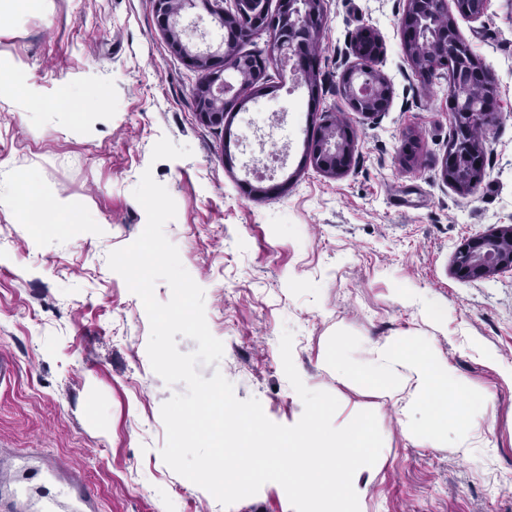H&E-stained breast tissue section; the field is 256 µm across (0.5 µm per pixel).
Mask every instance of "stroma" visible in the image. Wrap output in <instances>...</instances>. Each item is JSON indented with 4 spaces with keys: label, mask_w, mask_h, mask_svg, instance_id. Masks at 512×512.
Listing matches in <instances>:
<instances>
[{
    "label": "stroma",
    "mask_w": 512,
    "mask_h": 512,
    "mask_svg": "<svg viewBox=\"0 0 512 512\" xmlns=\"http://www.w3.org/2000/svg\"><path fill=\"white\" fill-rule=\"evenodd\" d=\"M406 0H324L317 90L268 70L264 92L213 126L194 104L199 76L160 31L154 0H48L42 13L0 21V61L27 84L78 97L76 116L33 110L23 91L0 94V355L15 373L0 384V458L17 468H55L58 487H90L99 512H293L285 490L264 484L223 507L162 459L161 407L168 386L151 368L150 324L141 299L108 266L147 216L133 191L144 170L177 205L165 234L204 290L205 316L224 354L200 366L221 372L237 398H257L273 422L291 426L303 403L280 355L294 334L304 384L334 395V426L370 410L384 447L359 484L364 512H512V270L480 280L454 275L464 240L512 225V0H488L480 18L450 8L462 38L494 75L498 112L480 143L486 171L462 193L441 160L452 137L448 80L414 72L400 21ZM366 28L382 43L375 67L391 87L388 111L353 112L341 92ZM108 91L107 106L93 94ZM283 112L291 133L280 193L253 196L241 142L258 112ZM345 116L356 151L331 176L306 157L321 114ZM191 157L152 161L160 138ZM92 221L44 238L20 223V179ZM442 309L440 324L421 303ZM430 340L471 392L475 448L429 446L376 392L338 381L326 354L336 334L371 344L404 332Z\"/></svg>",
    "instance_id": "stroma-1"
}]
</instances>
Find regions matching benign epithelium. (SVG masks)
Returning a JSON list of instances; mask_svg holds the SVG:
<instances>
[{"instance_id":"obj_1","label":"benign epithelium","mask_w":512,"mask_h":512,"mask_svg":"<svg viewBox=\"0 0 512 512\" xmlns=\"http://www.w3.org/2000/svg\"><path fill=\"white\" fill-rule=\"evenodd\" d=\"M230 5L223 7L213 4V0H155L159 26L172 47L184 55L188 66L196 70L204 89V108L198 111L206 123L224 122V109L242 100L241 89L226 80L225 73L238 71L243 65L241 55L224 50L220 55L195 53L188 50L184 40L190 26L183 24V13L202 4L220 22L233 25L240 41L247 43L260 32L267 29L266 24L253 13L245 10V0H229ZM422 0H407L402 17V31L405 49L409 50L415 41V32L408 26ZM325 26L323 0H292L287 13L272 21V41L265 55L260 60V71L269 66L280 69L290 68L298 81L311 87L315 84L320 63L311 58L308 46L291 37L294 28H307L312 39H317ZM459 32L455 25L433 34L435 59L447 69L451 57L456 54L460 43ZM357 64L348 68L341 79L344 96L350 109L363 116L371 117L387 111L391 99V90L385 77L374 68L382 52L379 38L369 29L361 32L352 46ZM479 82L483 92L480 98H473L470 85H461L450 81L448 106L459 107V112L469 117L471 123L487 131L494 122L497 111V86L492 74L481 69ZM329 123H323L325 131L318 144L309 149L312 162L321 170L332 174L344 172L350 165L355 145L352 135L345 137L328 129ZM462 163L448 168V158L441 161L444 178L457 189L467 191L473 182L465 178L469 170L484 172V159L478 145L467 142L461 144ZM507 238L512 240V226L507 225L498 230L461 243L455 253L453 267L455 273L466 279H483L507 268H512V253L504 252L500 243Z\"/></svg>"}]
</instances>
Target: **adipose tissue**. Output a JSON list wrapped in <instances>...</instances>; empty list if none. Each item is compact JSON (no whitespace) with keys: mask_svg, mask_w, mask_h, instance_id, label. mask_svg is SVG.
<instances>
[{"mask_svg":"<svg viewBox=\"0 0 512 512\" xmlns=\"http://www.w3.org/2000/svg\"><path fill=\"white\" fill-rule=\"evenodd\" d=\"M345 352L340 341L330 357L338 380L377 391L400 414L423 410L421 425L431 446L443 445L449 425H456L461 432L458 448L469 453L470 415L477 400L458 382L433 342L396 337L370 345L367 359L352 365L345 363Z\"/></svg>","mask_w":512,"mask_h":512,"instance_id":"1","label":"adipose tissue"}]
</instances>
